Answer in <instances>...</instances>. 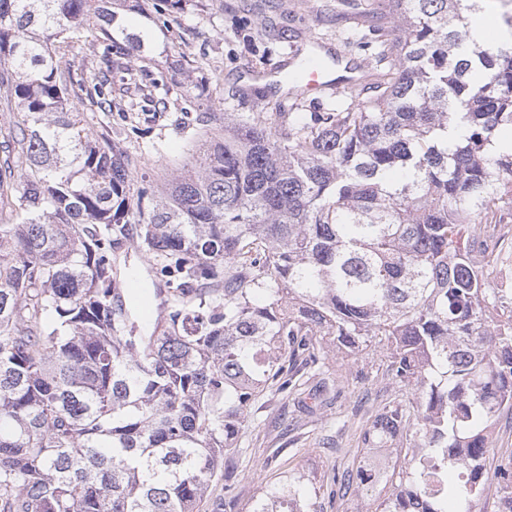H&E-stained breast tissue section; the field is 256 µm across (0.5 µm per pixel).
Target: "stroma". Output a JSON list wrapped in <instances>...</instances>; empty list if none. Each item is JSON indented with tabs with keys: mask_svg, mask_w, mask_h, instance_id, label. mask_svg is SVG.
I'll return each mask as SVG.
<instances>
[{
	"mask_svg": "<svg viewBox=\"0 0 512 512\" xmlns=\"http://www.w3.org/2000/svg\"><path fill=\"white\" fill-rule=\"evenodd\" d=\"M356 0H201L182 16L183 61L161 71L168 105L160 112L136 111L123 103L111 112L88 114L87 128L100 142L116 146L132 161L135 178L164 185L188 161L204 133L199 114L182 99L190 81L205 78L215 106L228 112L265 111L267 103L297 104L302 112H321L335 103L331 93L295 99L294 95L255 89L248 75L276 76L283 64L314 48L331 53L346 48V15ZM322 370L341 390L324 414L293 416V406L266 390L251 406L230 455L235 498L231 512H248L252 502L293 472L315 485L356 466L364 450L361 434L371 412L397 392L384 380L377 348L350 359L321 350Z\"/></svg>",
	"mask_w": 512,
	"mask_h": 512,
	"instance_id": "35a3bbf8",
	"label": "stroma"
}]
</instances>
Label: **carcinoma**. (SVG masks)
<instances>
[{
	"label": "carcinoma",
	"instance_id": "1",
	"mask_svg": "<svg viewBox=\"0 0 512 512\" xmlns=\"http://www.w3.org/2000/svg\"><path fill=\"white\" fill-rule=\"evenodd\" d=\"M0 0V90L16 120L0 164V512H202L224 481L250 401L287 393L300 412L340 397L290 362L380 350L414 396L378 410L358 462L376 512H470L495 479L489 437L512 412V292L495 286L512 225V42L478 45L480 0H362L350 44L367 75L324 112H219L185 88L207 133L164 189L130 194L124 152L83 127L72 98L110 112L130 92L157 109L148 70L193 0ZM100 66L73 88L57 49L86 26ZM18 159L15 174L10 158ZM159 266L145 335L112 268L130 233ZM332 486L293 475L250 512H324Z\"/></svg>",
	"mask_w": 512,
	"mask_h": 512
}]
</instances>
